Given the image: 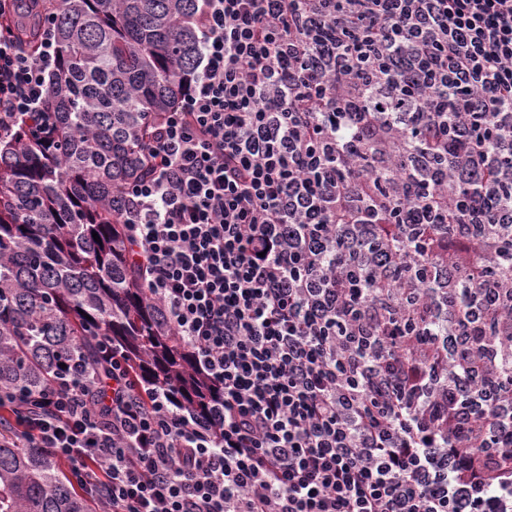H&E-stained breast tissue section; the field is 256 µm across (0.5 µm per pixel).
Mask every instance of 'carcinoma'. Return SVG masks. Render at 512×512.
Listing matches in <instances>:
<instances>
[{"label": "carcinoma", "mask_w": 512, "mask_h": 512, "mask_svg": "<svg viewBox=\"0 0 512 512\" xmlns=\"http://www.w3.org/2000/svg\"><path fill=\"white\" fill-rule=\"evenodd\" d=\"M196 0H43L59 46L42 112L0 137V391L91 365L99 340L201 416L217 398L128 256L113 197L147 174V114L193 73ZM37 55L40 19L16 13ZM101 242H96L92 233ZM59 459L0 442V512H97Z\"/></svg>", "instance_id": "carcinoma-1"}]
</instances>
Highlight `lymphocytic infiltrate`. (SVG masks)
I'll use <instances>...</instances> for the list:
<instances>
[{
	"instance_id": "lymphocytic-infiltrate-1",
	"label": "lymphocytic infiltrate",
	"mask_w": 512,
	"mask_h": 512,
	"mask_svg": "<svg viewBox=\"0 0 512 512\" xmlns=\"http://www.w3.org/2000/svg\"><path fill=\"white\" fill-rule=\"evenodd\" d=\"M202 55L121 195L132 264L223 392L106 346L23 395L104 512H512V0H197ZM0 27V134L58 47ZM480 264H433L434 242Z\"/></svg>"
}]
</instances>
